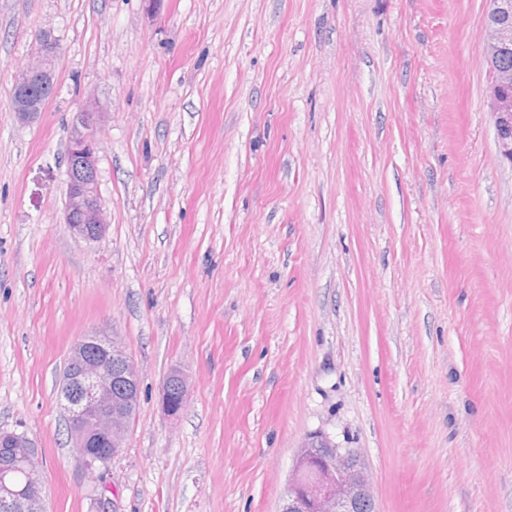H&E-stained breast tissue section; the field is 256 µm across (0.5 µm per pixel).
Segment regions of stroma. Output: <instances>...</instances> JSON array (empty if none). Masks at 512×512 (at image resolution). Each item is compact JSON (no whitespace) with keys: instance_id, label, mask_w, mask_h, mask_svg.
<instances>
[{"instance_id":"obj_1","label":"stroma","mask_w":512,"mask_h":512,"mask_svg":"<svg viewBox=\"0 0 512 512\" xmlns=\"http://www.w3.org/2000/svg\"><path fill=\"white\" fill-rule=\"evenodd\" d=\"M489 0H0V428L46 512H279L297 453L358 449L375 512H512V163ZM60 45L38 121L10 110ZM99 112L94 242L63 223ZM120 336V456L86 467L58 385ZM187 376L168 415L162 386ZM483 57L488 71V108L494 118L500 155L512 162V71L496 66L497 57L512 49V1L490 0ZM34 44L33 61L12 75L10 108L23 124L37 121L58 90L56 60L60 48L56 39L41 31L35 35Z\"/></svg>"}]
</instances>
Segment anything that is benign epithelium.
I'll return each mask as SVG.
<instances>
[{"label": "benign epithelium", "instance_id": "1", "mask_svg": "<svg viewBox=\"0 0 512 512\" xmlns=\"http://www.w3.org/2000/svg\"><path fill=\"white\" fill-rule=\"evenodd\" d=\"M483 57L488 71V108L494 118L500 155L512 162V71L496 66L497 57L512 49V0H490ZM33 61L12 75L10 108L23 124L37 121L58 90L59 45L51 33L35 35ZM94 104L76 113L79 128L66 151L65 224L88 241L101 239L107 228L98 191L99 140ZM140 375L121 339L103 331L83 337L71 349L59 388L70 439L88 467L106 465L125 448L127 426L139 405ZM187 391L182 370L171 371L162 388L164 409L173 415ZM24 448L28 466L18 489L0 494V512H44L38 451L24 434L0 430V449ZM362 502L374 503L371 474L359 452L343 448L330 435L315 432L300 447L288 479L280 512H356Z\"/></svg>", "mask_w": 512, "mask_h": 512}]
</instances>
